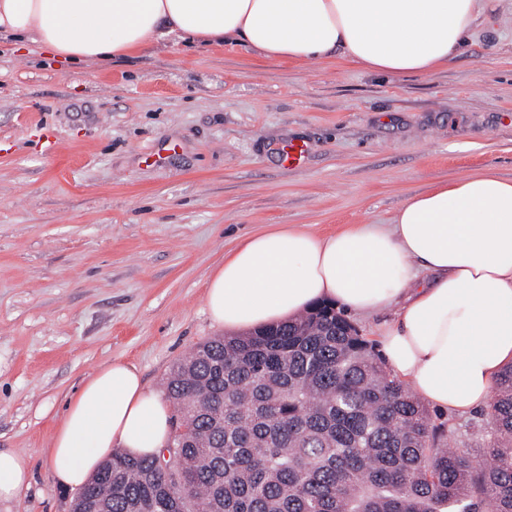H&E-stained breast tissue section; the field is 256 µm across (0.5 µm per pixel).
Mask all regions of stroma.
Here are the masks:
<instances>
[{
  "label": "stroma",
  "mask_w": 512,
  "mask_h": 512,
  "mask_svg": "<svg viewBox=\"0 0 512 512\" xmlns=\"http://www.w3.org/2000/svg\"><path fill=\"white\" fill-rule=\"evenodd\" d=\"M511 7L432 74L176 36L70 64L1 40L0 448L31 479L0 512H69L47 459L67 401L115 359L164 393L224 335L208 277L253 232L386 224L440 183L512 178ZM291 139L309 145L298 167L280 159ZM433 417L450 447H485L483 412Z\"/></svg>",
  "instance_id": "35a3bbf8"
}]
</instances>
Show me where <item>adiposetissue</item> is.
I'll list each match as a JSON object with an SVG mask.
<instances>
[{
	"mask_svg": "<svg viewBox=\"0 0 512 512\" xmlns=\"http://www.w3.org/2000/svg\"><path fill=\"white\" fill-rule=\"evenodd\" d=\"M488 0H0V36L68 61L106 60L176 34L274 59L341 57L387 75L429 74L487 20ZM367 317L388 370L437 410L484 408L512 362V178L490 169L409 196L387 224L323 236L254 232L210 277L211 320L228 331L277 324L316 303ZM170 409L115 360L67 403L48 450L58 485L84 486L114 449L159 454ZM30 484L28 458L0 450V503Z\"/></svg>",
	"mask_w": 512,
	"mask_h": 512,
	"instance_id": "adipose-tissue-1",
	"label": "adipose tissue"
}]
</instances>
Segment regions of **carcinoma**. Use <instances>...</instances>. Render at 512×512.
<instances>
[{
  "mask_svg": "<svg viewBox=\"0 0 512 512\" xmlns=\"http://www.w3.org/2000/svg\"><path fill=\"white\" fill-rule=\"evenodd\" d=\"M166 395L167 456L113 450L73 512H512V364L473 460L331 304L198 344Z\"/></svg>",
  "mask_w": 512,
  "mask_h": 512,
  "instance_id": "carcinoma-1",
  "label": "carcinoma"
}]
</instances>
